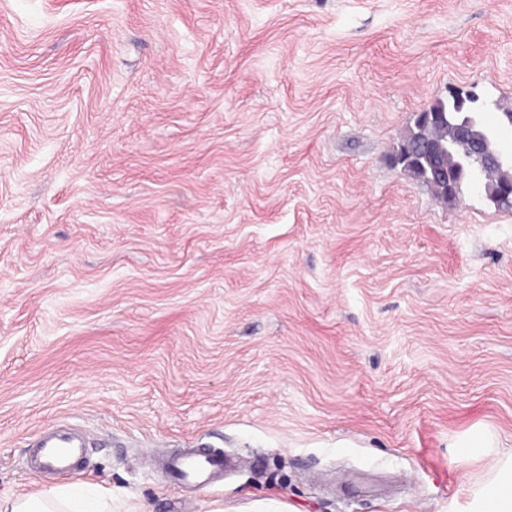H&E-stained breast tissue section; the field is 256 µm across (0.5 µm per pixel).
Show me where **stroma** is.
Returning <instances> with one entry per match:
<instances>
[{
	"instance_id": "obj_1",
	"label": "stroma",
	"mask_w": 512,
	"mask_h": 512,
	"mask_svg": "<svg viewBox=\"0 0 512 512\" xmlns=\"http://www.w3.org/2000/svg\"><path fill=\"white\" fill-rule=\"evenodd\" d=\"M453 90L512 107V0H0V495L468 512L512 452V210L391 160ZM60 425L86 464L32 470ZM490 447V439L487 433L476 431L469 438L461 441L456 448H461L456 456V463L461 469H465L466 465L472 458L477 455L482 448ZM228 465L226 458L199 454V450H190L184 455L167 463V471L178 472L186 478L197 481L203 485L211 484L215 475Z\"/></svg>"
}]
</instances>
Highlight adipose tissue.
<instances>
[{"mask_svg": "<svg viewBox=\"0 0 512 512\" xmlns=\"http://www.w3.org/2000/svg\"><path fill=\"white\" fill-rule=\"evenodd\" d=\"M0 512H112V495L81 485L51 487L29 496H0ZM470 512H512V456L476 491Z\"/></svg>", "mask_w": 512, "mask_h": 512, "instance_id": "ef3b65f1", "label": "adipose tissue"}]
</instances>
